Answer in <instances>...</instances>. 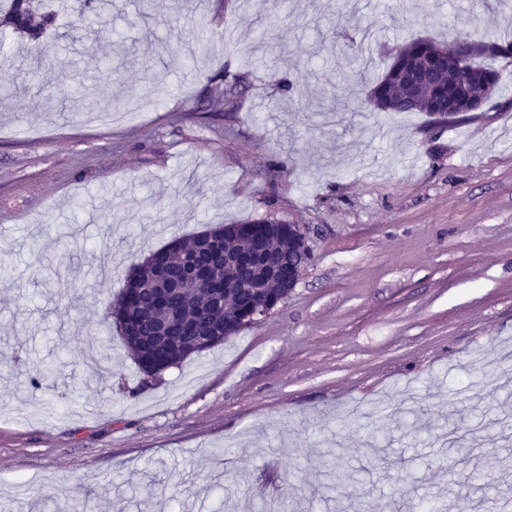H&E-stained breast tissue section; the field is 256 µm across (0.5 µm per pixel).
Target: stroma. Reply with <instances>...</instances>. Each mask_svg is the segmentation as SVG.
<instances>
[{
	"instance_id": "35a3bbf8",
	"label": "stroma",
	"mask_w": 512,
	"mask_h": 512,
	"mask_svg": "<svg viewBox=\"0 0 512 512\" xmlns=\"http://www.w3.org/2000/svg\"><path fill=\"white\" fill-rule=\"evenodd\" d=\"M65 4L37 47L0 29V67L49 61L37 90L0 103V512H257L265 480L268 512H512V57L491 60L498 94L458 122L366 110L395 44L512 39V10L288 0L257 44L263 0H112L109 23L78 30ZM220 75L241 94L219 99ZM63 83L105 84L123 109H42ZM335 99L350 111L317 112ZM269 213L314 229L287 300L146 382L106 317L133 267ZM37 363L55 372L32 392ZM376 425L388 469L366 445ZM327 453L336 478H310Z\"/></svg>"
}]
</instances>
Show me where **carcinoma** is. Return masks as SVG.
Segmentation results:
<instances>
[{
  "instance_id": "1",
  "label": "carcinoma",
  "mask_w": 512,
  "mask_h": 512,
  "mask_svg": "<svg viewBox=\"0 0 512 512\" xmlns=\"http://www.w3.org/2000/svg\"><path fill=\"white\" fill-rule=\"evenodd\" d=\"M111 12L112 0H81L78 21L89 16L100 21ZM57 17L58 12L45 8L44 0H9L7 7L0 8V26L32 43L55 26ZM428 60L411 42L394 47L391 62L373 80L382 111L424 112L438 124L458 121L454 112L437 116V101L448 93L450 105H458L472 100L473 89L468 82L448 76L445 67L440 68L439 88L422 91L423 103L405 107L397 101L405 93L397 84L400 69ZM38 72L23 65L15 73L1 74L0 97L14 96ZM154 254L155 263L138 267L128 277L127 287L110 303L126 347L148 377L159 376L186 358L226 342L242 330L243 319L257 306L283 303L287 299L285 285L300 279L312 259L292 225L271 217L224 224L209 237L199 234L189 240L177 239ZM191 263L206 264L213 281L189 284L185 294L159 302L158 289L164 287L161 272L174 273Z\"/></svg>"
}]
</instances>
